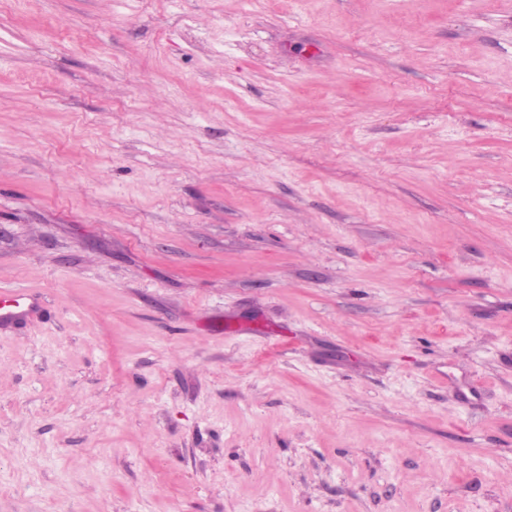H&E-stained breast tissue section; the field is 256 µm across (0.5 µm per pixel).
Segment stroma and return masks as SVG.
Returning a JSON list of instances; mask_svg holds the SVG:
<instances>
[{
    "label": "stroma",
    "instance_id": "1",
    "mask_svg": "<svg viewBox=\"0 0 512 512\" xmlns=\"http://www.w3.org/2000/svg\"><path fill=\"white\" fill-rule=\"evenodd\" d=\"M0 287V512H512V0H12ZM19 314L30 319L39 318L41 314L40 304L26 295H19L17 299L8 297L0 290V321L10 322Z\"/></svg>",
    "mask_w": 512,
    "mask_h": 512
}]
</instances>
